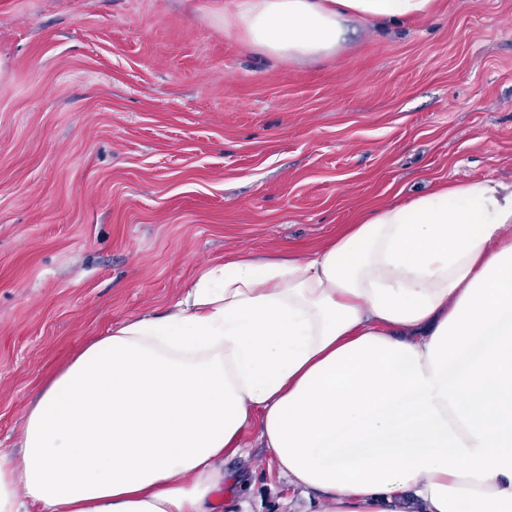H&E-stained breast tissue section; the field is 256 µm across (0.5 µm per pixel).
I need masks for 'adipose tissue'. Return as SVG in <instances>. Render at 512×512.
Instances as JSON below:
<instances>
[{
	"instance_id": "ef3b65f1",
	"label": "adipose tissue",
	"mask_w": 512,
	"mask_h": 512,
	"mask_svg": "<svg viewBox=\"0 0 512 512\" xmlns=\"http://www.w3.org/2000/svg\"><path fill=\"white\" fill-rule=\"evenodd\" d=\"M435 0H224L282 60ZM256 427L318 512H512V183L394 199L304 258L234 254L85 346L0 448V512H218Z\"/></svg>"
}]
</instances>
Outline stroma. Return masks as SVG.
<instances>
[{
    "mask_svg": "<svg viewBox=\"0 0 512 512\" xmlns=\"http://www.w3.org/2000/svg\"><path fill=\"white\" fill-rule=\"evenodd\" d=\"M224 0H0V443L116 323L231 253L301 256L395 195L512 181V0H435L284 62ZM222 512L304 506L246 429Z\"/></svg>",
    "mask_w": 512,
    "mask_h": 512,
    "instance_id": "obj_1",
    "label": "stroma"
}]
</instances>
